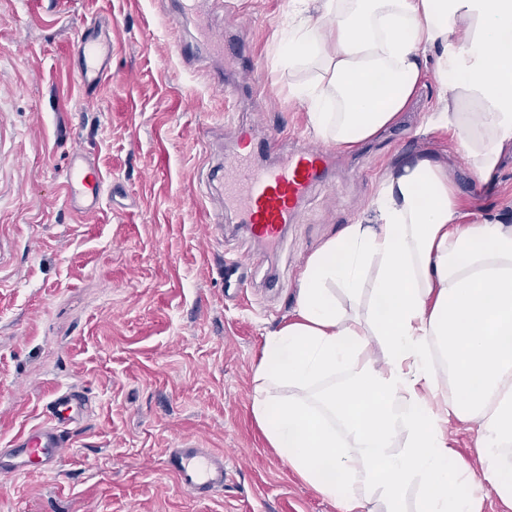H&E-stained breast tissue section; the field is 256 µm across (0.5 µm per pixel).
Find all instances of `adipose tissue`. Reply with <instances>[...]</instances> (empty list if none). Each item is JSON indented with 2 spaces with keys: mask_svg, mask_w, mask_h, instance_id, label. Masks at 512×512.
I'll return each instance as SVG.
<instances>
[{
  "mask_svg": "<svg viewBox=\"0 0 512 512\" xmlns=\"http://www.w3.org/2000/svg\"><path fill=\"white\" fill-rule=\"evenodd\" d=\"M289 70L308 125L341 149L393 124L427 68L438 128L480 183L512 152V0H291ZM379 344L382 361L371 356ZM251 412L270 447L340 512L512 508V224L463 222L446 165L389 173L367 223L300 274L294 316L266 337ZM471 426L476 461L448 443Z\"/></svg>",
  "mask_w": 512,
  "mask_h": 512,
  "instance_id": "ef3b65f1",
  "label": "adipose tissue"
}]
</instances>
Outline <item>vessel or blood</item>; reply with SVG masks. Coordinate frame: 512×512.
Wrapping results in <instances>:
<instances>
[{
  "label": "vessel or blood",
  "instance_id": "obj_1",
  "mask_svg": "<svg viewBox=\"0 0 512 512\" xmlns=\"http://www.w3.org/2000/svg\"><path fill=\"white\" fill-rule=\"evenodd\" d=\"M201 54L238 57L240 45L223 34L201 27L197 40ZM75 74L84 94L96 93L110 77L112 39L99 26L84 27L75 44ZM242 152L222 158L215 166L224 207L247 224L254 239L278 244L286 227L295 223L312 190L326 182L331 154L321 145H304L293 152H280L282 135L273 131L256 137L253 129H242ZM279 150L272 163L257 164L255 155ZM105 180L94 159L81 147L70 156L64 181V197L76 213L100 209ZM79 402L72 391L56 393L47 407L44 424L22 431L9 447L0 448V475L24 476L54 473L67 442L66 431L75 418ZM166 469L177 486L195 496H206L223 488L227 470L223 452L186 445L166 451Z\"/></svg>",
  "mask_w": 512,
  "mask_h": 512
}]
</instances>
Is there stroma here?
I'll list each match as a JSON object with an SVG mask.
<instances>
[{
  "label": "stroma",
  "mask_w": 512,
  "mask_h": 512,
  "mask_svg": "<svg viewBox=\"0 0 512 512\" xmlns=\"http://www.w3.org/2000/svg\"><path fill=\"white\" fill-rule=\"evenodd\" d=\"M290 0H202L184 18L172 0H0V448L44 419L58 390L85 411L51 476L0 478V512H338L270 448L251 413L266 336L292 317L307 259L365 219L382 177L420 153L448 166L461 210L512 214V156L480 184L453 132L430 125L439 80L400 121L350 151H335L329 185L315 189L268 249L233 217L211 232L223 199L209 189L237 126L282 131L286 148L313 142L306 107L279 64L278 29ZM104 24L112 77L83 97L69 66L76 28ZM248 30L255 84L222 95L238 63L183 64L172 39L200 23ZM89 149L106 179L97 213L64 203L72 147ZM259 264L233 297L224 264ZM224 451L221 490L195 498L168 473L165 449Z\"/></svg>",
  "instance_id": "35a3bbf8"
}]
</instances>
